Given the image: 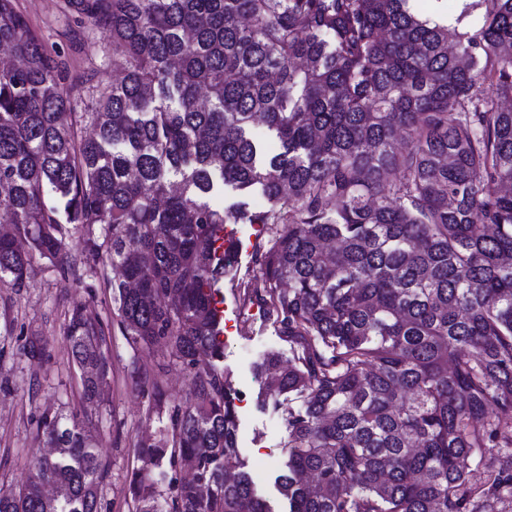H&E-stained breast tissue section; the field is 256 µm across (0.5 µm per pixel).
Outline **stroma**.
<instances>
[{"mask_svg":"<svg viewBox=\"0 0 512 512\" xmlns=\"http://www.w3.org/2000/svg\"><path fill=\"white\" fill-rule=\"evenodd\" d=\"M17 6L46 45L59 53L73 111H93L95 87L112 81L111 39L89 19L68 10L65 0H17ZM238 231L241 255L217 294L224 317L223 366L235 387L250 390L248 403L237 410L241 457L258 494L274 512H286L288 503L271 472L286 456L288 432L281 413L263 405L255 366L266 352H277L285 361L292 350L279 336L270 314L253 318L242 313L247 301L241 285L253 275L251 256L259 241L252 237L250 225H239ZM77 300L90 302L104 319H111L112 290L102 273L75 290L57 270L38 267L24 288H0V322L45 346L44 356L37 361L21 353L12 337L6 338L0 351V485H21L28 475L39 446L36 418L40 410L74 403L77 397L79 379L69 363V343L63 334L64 314ZM131 355L124 336L113 331V375L94 421L105 435L101 512H128L129 481L138 466L132 443L144 423L147 398L124 379L123 369Z\"/></svg>","mask_w":512,"mask_h":512,"instance_id":"1","label":"stroma"}]
</instances>
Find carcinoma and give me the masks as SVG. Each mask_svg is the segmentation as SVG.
Here are the masks:
<instances>
[{
	"instance_id": "1",
	"label": "carcinoma",
	"mask_w": 512,
	"mask_h": 512,
	"mask_svg": "<svg viewBox=\"0 0 512 512\" xmlns=\"http://www.w3.org/2000/svg\"><path fill=\"white\" fill-rule=\"evenodd\" d=\"M410 2L67 0L112 38L121 72L77 114L56 57L0 0V286L24 287L37 266L77 288L112 270L136 353L126 378L147 413H167L133 443L128 512H274L244 470L237 389L218 366L224 225L242 221L270 226L247 298L293 346L257 370L274 409L303 397L284 411L275 477L288 512L512 502V0H472L476 26ZM219 186L270 207H217ZM63 333L79 400L39 414L53 453L0 486V512H99L89 424L112 379L111 328L77 302ZM158 345L188 372L171 406L140 364ZM156 470L188 477L163 488Z\"/></svg>"
}]
</instances>
